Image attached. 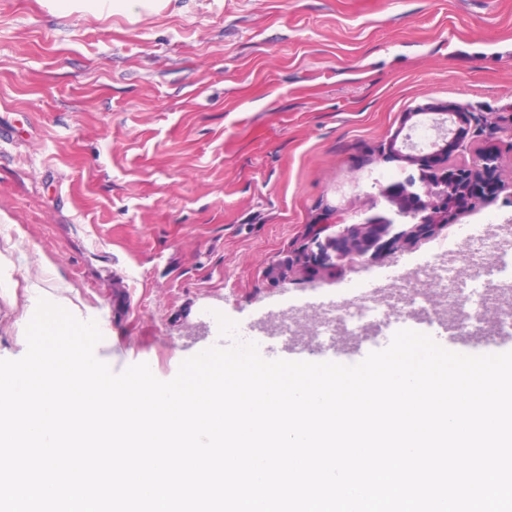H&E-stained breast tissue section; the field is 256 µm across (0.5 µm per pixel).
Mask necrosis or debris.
I'll return each instance as SVG.
<instances>
[{
    "label": "necrosis or debris",
    "instance_id": "4bbe7bcc",
    "mask_svg": "<svg viewBox=\"0 0 512 512\" xmlns=\"http://www.w3.org/2000/svg\"><path fill=\"white\" fill-rule=\"evenodd\" d=\"M429 281L425 291L421 281ZM450 292L448 306L463 332L486 335L488 327L512 332V317L489 324L496 300L512 293V239L488 224L457 225L448 239L437 242L413 268L367 278L365 287L337 289L336 299L321 302L308 339L337 349L342 336H362L368 330L398 331L410 316L435 323L432 293Z\"/></svg>",
    "mask_w": 512,
    "mask_h": 512
}]
</instances>
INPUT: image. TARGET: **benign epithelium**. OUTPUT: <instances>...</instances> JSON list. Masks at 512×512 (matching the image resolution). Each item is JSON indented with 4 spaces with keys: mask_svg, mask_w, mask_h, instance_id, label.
<instances>
[{
    "mask_svg": "<svg viewBox=\"0 0 512 512\" xmlns=\"http://www.w3.org/2000/svg\"><path fill=\"white\" fill-rule=\"evenodd\" d=\"M421 115L431 116L441 137L429 150L409 144V135L393 136L379 148L385 158H398L416 167L414 184L400 182L379 189L391 206L387 215H376L361 224H347L342 230L325 237L331 225L318 224L315 233L298 251L292 264L304 277L316 270L340 273L373 266L398 252L413 250L448 229V223L459 210L470 207L478 196L475 186L493 178L502 192L506 184L501 174L503 153H512V125L479 123L488 144L477 160L467 162L450 159L448 142H459L478 119L471 112L448 111L446 108L422 107L408 112L405 120Z\"/></svg>",
    "mask_w": 512,
    "mask_h": 512,
    "instance_id": "1",
    "label": "benign epithelium"
}]
</instances>
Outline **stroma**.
I'll return each instance as SVG.
<instances>
[{"instance_id":"obj_1","label":"stroma","mask_w":512,"mask_h":512,"mask_svg":"<svg viewBox=\"0 0 512 512\" xmlns=\"http://www.w3.org/2000/svg\"><path fill=\"white\" fill-rule=\"evenodd\" d=\"M427 106L512 123V0H0V359L27 350L33 286L101 325L113 372L167 381L361 279L288 262L313 225L388 213L379 186L416 169L377 148ZM390 341L296 358L354 365Z\"/></svg>"}]
</instances>
